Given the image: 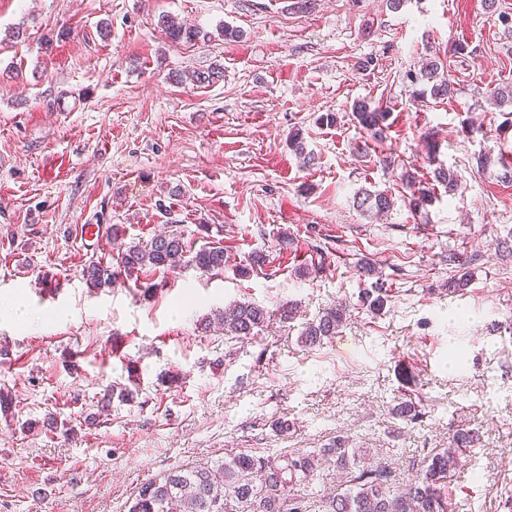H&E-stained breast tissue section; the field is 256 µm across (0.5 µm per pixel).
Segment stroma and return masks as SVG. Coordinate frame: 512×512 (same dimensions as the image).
I'll use <instances>...</instances> for the list:
<instances>
[{"instance_id":"stroma-1","label":"stroma","mask_w":512,"mask_h":512,"mask_svg":"<svg viewBox=\"0 0 512 512\" xmlns=\"http://www.w3.org/2000/svg\"><path fill=\"white\" fill-rule=\"evenodd\" d=\"M291 3L0 0V390L13 398L0 413V512H128L143 483L172 470L307 453L340 435L405 487L461 424L481 445L451 478L449 512H512V248L500 246L512 184L476 165L489 150L512 159L506 111L487 100L512 85V35L485 0ZM164 14L198 39L171 42ZM227 26L240 38L225 39ZM459 39L476 53L452 56ZM432 53L450 67L453 98L418 96L406 78ZM370 55L379 68L359 70ZM216 65L215 83L176 81ZM357 100L391 114L386 141L364 155ZM329 112L335 123L320 122ZM297 129L315 156L306 168L288 146ZM428 134L440 144L432 162ZM387 154L395 169L379 163ZM438 164L460 190L436 186L411 211L399 172L429 182ZM365 188L391 193L388 214L354 205ZM171 230L195 249L224 247L223 272L182 265L87 287V261ZM254 253L264 265L239 276ZM451 253L482 256L457 293ZM364 260L390 287L373 312L360 304L374 284ZM288 300L297 320H271L241 347L196 330L236 301L273 311ZM340 302L350 315L336 336L302 344V322ZM130 381L135 400L100 406ZM409 399L422 421L392 416Z\"/></svg>"}]
</instances>
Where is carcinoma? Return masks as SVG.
I'll return each instance as SVG.
<instances>
[{
	"label": "carcinoma",
	"instance_id": "1",
	"mask_svg": "<svg viewBox=\"0 0 512 512\" xmlns=\"http://www.w3.org/2000/svg\"><path fill=\"white\" fill-rule=\"evenodd\" d=\"M166 37L175 43L191 42L200 31L187 27L171 16L159 21ZM430 84V93L436 98L453 97L454 81L441 60L433 58L420 71L410 77ZM352 117L370 138L381 141L389 129L390 112L365 100L352 105ZM294 153L302 157L303 164H313L314 157L306 150L300 132L289 137ZM498 167L497 178L512 182V162L502 155L486 152L477 157V167L485 171ZM405 187L409 191L410 208L419 211L432 202L429 187L405 174ZM354 203L365 213L381 214L390 210L393 200L385 191L358 193ZM118 265L91 260L83 268L85 283L90 288L110 287L123 274L131 276L150 270H166L183 262L203 272L224 270L226 255L221 246L187 248L183 234L170 231L154 237L146 245L122 244L118 247ZM475 260H464L448 254V264L461 270L458 277L448 281V291L457 292L468 286L470 272L466 266ZM387 284L375 282L374 288L364 292L361 303L369 309L383 306ZM347 304L338 303L309 320L300 332L301 342L317 346L335 336L347 319ZM297 304L282 303L272 312L256 302H237L213 318H204L199 324L202 332H219L230 341L240 343L251 340L269 322L271 316L288 323L297 318ZM396 415L416 422L424 413L414 403L397 405ZM479 444L478 432L458 427L452 434L450 447L440 448L423 458L416 478L406 488H399L394 472L383 465H365L356 457L355 449L347 441L336 438V443L319 452L285 454L276 458L258 457L242 451L224 457V461L210 468L179 469L170 472L161 481L143 484L128 512H306L304 498L291 493L296 485H308L315 479L323 461H331L341 469L344 480L329 498L326 512H448V488L451 473L459 465L463 452Z\"/></svg>",
	"mask_w": 512,
	"mask_h": 512
}]
</instances>
